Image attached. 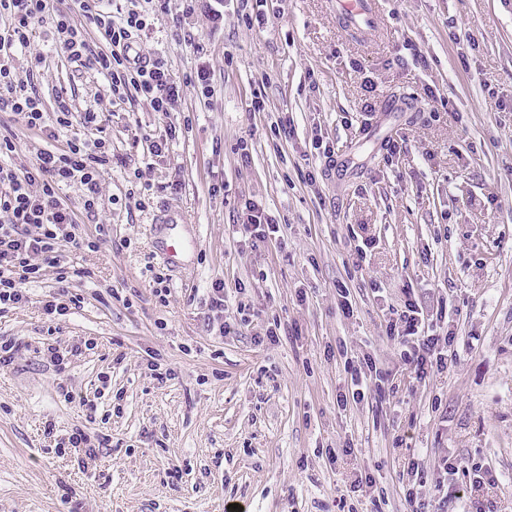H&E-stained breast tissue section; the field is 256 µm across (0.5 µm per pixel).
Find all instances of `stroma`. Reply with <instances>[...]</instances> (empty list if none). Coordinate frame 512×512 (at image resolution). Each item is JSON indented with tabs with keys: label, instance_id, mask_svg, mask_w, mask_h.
I'll return each mask as SVG.
<instances>
[{
	"label": "stroma",
	"instance_id": "stroma-1",
	"mask_svg": "<svg viewBox=\"0 0 512 512\" xmlns=\"http://www.w3.org/2000/svg\"><path fill=\"white\" fill-rule=\"evenodd\" d=\"M216 6L198 0L190 44L173 35L181 0L147 15L143 55L180 80L203 65L211 74V96L186 88L171 113L178 136L166 157L142 145L161 116L113 102L96 73L54 58L33 75L46 108L63 91L103 112L119 161L101 174L96 219L80 221L87 235L111 225V242L65 251L91 272L70 283L81 307L50 323L49 272L26 306L0 314V341L21 345L0 367V512H339L354 471L373 477L382 512H407L410 492L429 512H512V0H381L375 31L361 37L344 30L335 0H268L260 29L230 8L212 23ZM257 94L261 112L251 109ZM399 94L408 111L387 112ZM282 113L292 135L274 128ZM317 135L335 166L311 153ZM399 138L403 150L388 155ZM138 172L180 189L135 207ZM218 182L224 192L211 193ZM248 199L276 217L281 240L242 243ZM163 209L198 242L178 266L156 253L151 224ZM153 265L170 278L164 304ZM216 279L230 303L245 286L254 310L224 338L205 322ZM340 284L352 313L338 305ZM406 286L425 315L445 311L436 332H454L461 351L421 382L386 334ZM276 320L287 335L255 343ZM50 344L82 352L60 372L44 356ZM342 345L374 358L397 392L338 403ZM155 360L171 380L155 379ZM64 386L97 406L92 429L109 446L95 463L56 452L85 422ZM347 446L353 455L340 457ZM411 463L427 472L425 486L404 478ZM477 467L496 479L481 497L471 490Z\"/></svg>",
	"mask_w": 512,
	"mask_h": 512
}]
</instances>
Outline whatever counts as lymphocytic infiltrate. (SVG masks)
Wrapping results in <instances>:
<instances>
[{
    "mask_svg": "<svg viewBox=\"0 0 512 512\" xmlns=\"http://www.w3.org/2000/svg\"><path fill=\"white\" fill-rule=\"evenodd\" d=\"M112 0H0V111L11 113L15 122L28 130L58 139L60 132L80 128L82 136L63 146L37 151L31 165L16 168L7 158L16 150L14 135L0 134V312L18 308L28 301V287L54 270L59 289L44 301L43 311L51 318L67 315L81 299L68 291L70 281L85 278L84 268L70 264L66 248L97 251L111 238L107 224L95 227L91 236L81 235L80 216L96 217L100 198V176L112 164L113 154L101 112L77 109L70 97L56 95L53 111H46L38 95L27 94V78L46 61L47 54L67 59L77 67L105 77L113 101H140L150 111L166 117L157 134L146 136L149 154L168 153L177 128L169 117L181 103L184 82L176 80L159 58L137 54L136 46L147 23L138 10L139 0L120 16L113 15ZM96 31L105 48L90 44L87 34ZM51 43L50 52L34 49L36 37ZM24 54L25 67L14 64ZM80 185L82 210H75L64 188ZM207 321L219 336L237 331L247 322L250 305L236 304L235 316L225 314L224 282L216 280L207 302ZM388 335L400 340L401 358L415 380L448 366L450 338L430 334L422 308L406 297L398 317L389 320ZM350 391L340 394V403L362 401L367 387L384 394L387 375L370 356L346 360Z\"/></svg>",
    "mask_w": 512,
    "mask_h": 512,
    "instance_id": "obj_1",
    "label": "lymphocytic infiltrate"
}]
</instances>
